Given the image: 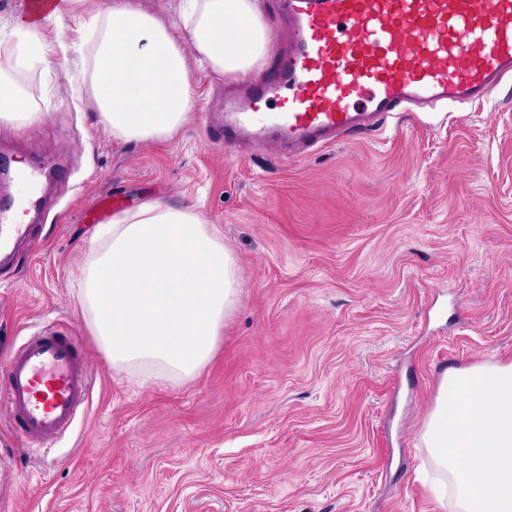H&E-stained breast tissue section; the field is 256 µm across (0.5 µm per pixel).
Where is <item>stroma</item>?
<instances>
[{
  "instance_id": "35a3bbf8",
  "label": "stroma",
  "mask_w": 512,
  "mask_h": 512,
  "mask_svg": "<svg viewBox=\"0 0 512 512\" xmlns=\"http://www.w3.org/2000/svg\"><path fill=\"white\" fill-rule=\"evenodd\" d=\"M61 61L25 81L46 119L0 122L1 156L55 172L39 251L0 267V367L58 326L87 352L90 401L47 451L0 413V512H443L415 479L440 377L512 361V85L296 160L215 142L227 83L201 74L173 140H113ZM105 193L222 227L242 295L195 378L116 373L90 333L80 216Z\"/></svg>"
}]
</instances>
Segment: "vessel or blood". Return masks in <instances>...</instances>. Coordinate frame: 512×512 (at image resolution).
Listing matches in <instances>:
<instances>
[{
    "instance_id": "b4317fda",
    "label": "vessel or blood",
    "mask_w": 512,
    "mask_h": 512,
    "mask_svg": "<svg viewBox=\"0 0 512 512\" xmlns=\"http://www.w3.org/2000/svg\"><path fill=\"white\" fill-rule=\"evenodd\" d=\"M288 56L227 99L216 119L225 148L271 142L288 157L359 133L394 112L483 102L512 81V0H287ZM273 96L278 110L256 117ZM41 169L21 172L31 194L0 202V258L34 237L15 212L36 209ZM90 398L86 353L43 327L5 364L0 404L28 447L68 432Z\"/></svg>"
}]
</instances>
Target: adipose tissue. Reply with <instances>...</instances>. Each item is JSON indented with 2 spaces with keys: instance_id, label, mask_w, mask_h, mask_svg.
<instances>
[{
  "instance_id": "1",
  "label": "adipose tissue",
  "mask_w": 512,
  "mask_h": 512,
  "mask_svg": "<svg viewBox=\"0 0 512 512\" xmlns=\"http://www.w3.org/2000/svg\"><path fill=\"white\" fill-rule=\"evenodd\" d=\"M91 91L113 139L165 143L195 104L193 72L228 80L262 70L272 50L257 0H181L176 25L138 0H101L91 14ZM42 24L0 35V121L25 130L45 115L18 76L47 67ZM237 261L218 225L157 200L93 233L77 296L115 370L145 381L195 377L239 304ZM427 486L451 512H512V361L447 371L420 439Z\"/></svg>"
}]
</instances>
